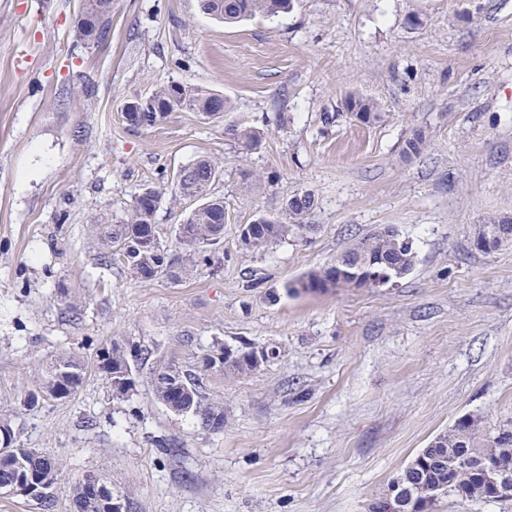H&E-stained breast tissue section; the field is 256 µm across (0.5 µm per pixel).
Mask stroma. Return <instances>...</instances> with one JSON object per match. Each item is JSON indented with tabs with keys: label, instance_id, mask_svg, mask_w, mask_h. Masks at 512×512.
Here are the masks:
<instances>
[{
	"label": "stroma",
	"instance_id": "obj_1",
	"mask_svg": "<svg viewBox=\"0 0 512 512\" xmlns=\"http://www.w3.org/2000/svg\"><path fill=\"white\" fill-rule=\"evenodd\" d=\"M80 4L0 0V416L62 463L52 512H75L88 473L127 512H368L460 416L512 417V246L473 243L488 217H512V0H295L234 25L199 0H112L89 45L73 39ZM170 80L232 109L130 129L125 104ZM352 93L382 120L351 116ZM240 123L263 131L257 148L225 137ZM417 129L425 149L402 158ZM201 157L223 169V267L176 285L97 265L90 224L144 185L163 190L156 221L174 239L188 204L171 181ZM304 191L306 235L242 248L241 225ZM382 225L417 252L398 283L286 293ZM115 343L200 375L223 432L157 403L137 362L134 392L113 398L95 363ZM216 343L277 355L245 375L202 370ZM67 354L89 365L82 388L23 408ZM345 107L352 115L356 113L365 114L370 119L371 124L380 121L382 117L379 103L372 98L362 95H349L345 100Z\"/></svg>",
	"mask_w": 512,
	"mask_h": 512
}]
</instances>
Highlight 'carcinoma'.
Listing matches in <instances>:
<instances>
[{"mask_svg":"<svg viewBox=\"0 0 512 512\" xmlns=\"http://www.w3.org/2000/svg\"><path fill=\"white\" fill-rule=\"evenodd\" d=\"M293 0H200L202 12L213 19L233 24L256 16H272L292 8ZM112 0H83L81 20L78 21L74 38L80 43H97L104 40L110 30ZM351 114L363 113L370 122L381 120L379 103L368 97L351 94L345 100ZM231 103L223 95L202 85H186L178 81L161 84L151 95L150 105L134 113L127 125L133 129L154 127L171 112H197L204 118H213L230 111ZM225 134L237 140L246 149L257 147L263 132L252 126L233 125ZM220 176L216 162L203 158L181 168L173 179L174 193L191 194L199 200L177 225L176 244L164 239L161 225L155 223V214L162 201L163 192L155 187H145L138 193L125 217L115 222L93 224L90 236L100 264L110 266L118 263L134 278L153 280L165 276L173 283L186 279L191 272L205 266L214 268L218 261L212 249L224 239V225L229 215L224 209V200L209 195L211 185ZM316 208L313 194L305 192L288 198L280 213L266 216V221L255 236H240L241 246L254 252H265L285 239L289 234H302L310 229L306 224ZM512 225V219L491 217L475 228L474 237L484 241L495 228ZM355 257L363 271V277L346 276L341 280L330 278L331 271L322 267L306 277L286 285L287 294L308 291H326L330 288H370L371 274L383 263L399 265L404 274L415 267L417 252L413 243L407 241L396 228L375 230L353 243L338 258ZM143 350L137 344L126 350L113 346L108 355L97 352V369L109 384L112 396L127 395L135 387L131 361L142 358ZM260 367L246 352L233 357L224 356V346L213 347L202 359V368L230 370L239 374ZM150 382L154 398L163 406L175 405L183 414L196 417L201 424L214 433L224 431V406L210 402L202 393L199 379L171 361L156 358L151 363ZM86 365L75 355L62 356L50 363L39 382L37 391L24 400L33 407L41 401L61 399L77 392L83 385ZM0 497L15 496L16 486L33 485L27 498L37 502L42 509L53 507L50 490L58 483L62 467L49 455L35 448L15 446L14 432L10 422L0 419ZM470 460H487L499 469H512V418L501 421L492 429L483 427L478 416L465 415L457 419L447 431L435 436L428 445L412 459L411 469L400 475L405 489L400 498V512H417L418 503L426 497L438 494L455 497L462 503L498 504L512 500V487L495 496L487 497L474 484V475L463 454ZM89 484L79 479L71 487V496L76 512H112L110 496L98 497L88 492Z\"/></svg>","mask_w":512,"mask_h":512,"instance_id":"1","label":"carcinoma"}]
</instances>
